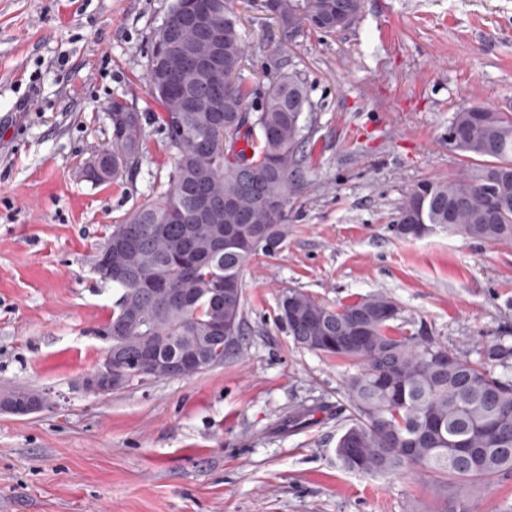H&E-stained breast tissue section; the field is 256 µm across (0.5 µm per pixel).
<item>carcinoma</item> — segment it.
I'll return each mask as SVG.
<instances>
[{
    "mask_svg": "<svg viewBox=\"0 0 512 512\" xmlns=\"http://www.w3.org/2000/svg\"><path fill=\"white\" fill-rule=\"evenodd\" d=\"M213 25L223 31L222 67L200 81L182 62L150 64L148 95L155 118L173 150L165 188L146 198L90 257V270L112 265V288L127 296L125 308L97 329L103 356L119 352L137 362L144 346L175 358L206 356L214 365L235 356L245 336L243 275L253 258L278 252L288 237V199L303 180L300 157L307 126L303 83L288 74L268 82L254 119L251 89L238 81L222 112H186L184 99L216 94L224 73L242 71L245 46L236 14L226 0H212ZM292 27L340 31L332 18L359 13L362 0H276ZM448 146L470 160L454 178L423 180L405 195L397 232L423 220L452 224L463 236L512 245V113L474 106L454 113ZM141 113L112 107V149L99 155L98 183L138 169ZM210 202L202 218L201 200ZM190 299L175 305L170 295ZM297 322L283 325L298 346L355 367L345 380L348 423L336 442L344 467L367 474L412 475L431 483L439 512H470L457 494L512 476V346L493 343L474 360L451 350L424 328L396 333L401 309L384 294L331 307L304 291L288 289ZM234 317L235 346H224L215 329ZM453 356L443 366L437 355ZM322 405L288 415V427L319 422Z\"/></svg>",
    "mask_w": 512,
    "mask_h": 512,
    "instance_id": "1",
    "label": "carcinoma"
}]
</instances>
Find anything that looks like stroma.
Wrapping results in <instances>:
<instances>
[{
    "instance_id": "1",
    "label": "stroma",
    "mask_w": 512,
    "mask_h": 512,
    "mask_svg": "<svg viewBox=\"0 0 512 512\" xmlns=\"http://www.w3.org/2000/svg\"><path fill=\"white\" fill-rule=\"evenodd\" d=\"M172 2L0 0V391L52 400L0 413V512H436L428 482L342 465L344 368L292 341L277 300L289 288L333 307L383 293L401 309L395 330L473 356L512 345V246L443 224L396 231L413 185L464 167L448 146L453 114L512 113V0H363L348 29L288 39L242 0L250 112L273 73L297 76L309 100L288 238L244 271L236 356L93 396L82 382L103 360L96 331L114 297L86 259L167 180L145 75ZM116 102L144 116L141 164L97 184L86 169L112 140ZM316 401L330 419L289 431V410Z\"/></svg>"
}]
</instances>
